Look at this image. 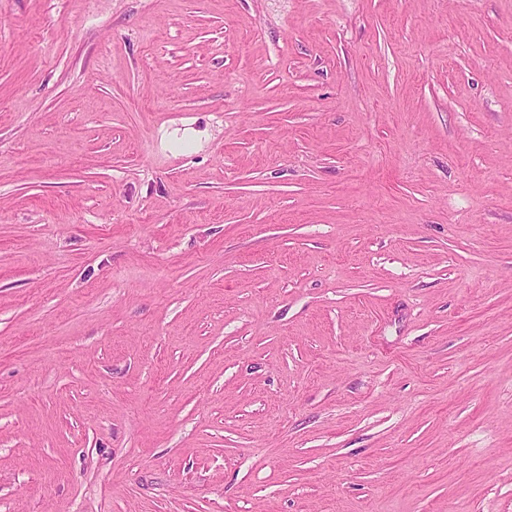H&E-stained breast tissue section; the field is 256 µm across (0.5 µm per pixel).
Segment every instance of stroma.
Here are the masks:
<instances>
[{
    "instance_id": "stroma-1",
    "label": "stroma",
    "mask_w": 512,
    "mask_h": 512,
    "mask_svg": "<svg viewBox=\"0 0 512 512\" xmlns=\"http://www.w3.org/2000/svg\"><path fill=\"white\" fill-rule=\"evenodd\" d=\"M0 512H512V0H0Z\"/></svg>"
}]
</instances>
